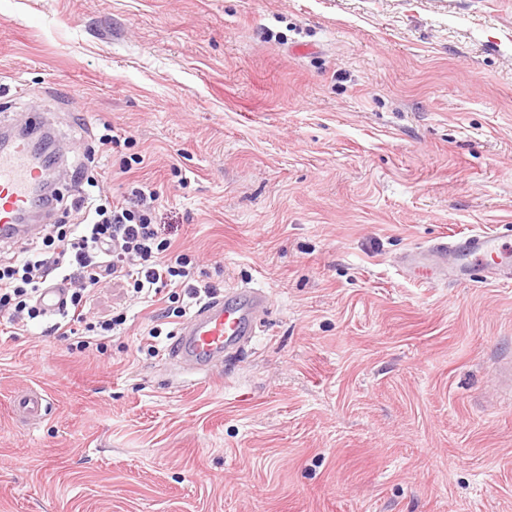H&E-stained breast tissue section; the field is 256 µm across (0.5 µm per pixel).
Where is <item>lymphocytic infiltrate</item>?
I'll return each mask as SVG.
<instances>
[{"label": "lymphocytic infiltrate", "mask_w": 512, "mask_h": 512, "mask_svg": "<svg viewBox=\"0 0 512 512\" xmlns=\"http://www.w3.org/2000/svg\"><path fill=\"white\" fill-rule=\"evenodd\" d=\"M73 178L80 191L70 207L81 214V222L46 225L40 244H26L0 260V311L15 317L24 313L32 320L42 317L37 303L41 288L62 277L70 289L53 329L83 325L87 336L77 346L86 349L93 337L108 335L125 322L120 313L95 324L88 322L84 309L90 292L100 283L125 280L134 293L144 296L171 285L185 287L195 300L214 295L212 284L192 283L191 259L171 255L170 241L154 224L149 204L157 199L156 189L142 184L132 189L130 198L115 203L92 195L98 180L84 169H75Z\"/></svg>", "instance_id": "obj_1"}]
</instances>
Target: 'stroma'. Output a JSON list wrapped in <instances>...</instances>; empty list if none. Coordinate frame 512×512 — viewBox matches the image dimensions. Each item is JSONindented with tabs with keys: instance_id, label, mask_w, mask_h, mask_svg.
<instances>
[{
	"instance_id": "obj_1",
	"label": "stroma",
	"mask_w": 512,
	"mask_h": 512,
	"mask_svg": "<svg viewBox=\"0 0 512 512\" xmlns=\"http://www.w3.org/2000/svg\"><path fill=\"white\" fill-rule=\"evenodd\" d=\"M0 88L61 195L152 184L196 280L270 297L205 376L170 362L181 288H99L98 349L0 317V512H512V281L403 267L512 248V0H0ZM500 237L485 231L475 232L460 238H450L433 247L414 252L408 264L414 270L423 272L428 267H436L448 250L454 253L458 263L451 267V275L456 280H464L471 276L472 270L483 264L488 254H498L489 277L494 280L512 279L511 250L498 245ZM49 405L50 403L44 394L30 389L17 396L14 409L25 419L38 422L47 414Z\"/></svg>"
}]
</instances>
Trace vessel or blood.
I'll use <instances>...</instances> for the list:
<instances>
[{"mask_svg": "<svg viewBox=\"0 0 512 512\" xmlns=\"http://www.w3.org/2000/svg\"><path fill=\"white\" fill-rule=\"evenodd\" d=\"M44 159L22 140L0 145V245L9 246L28 234L27 218L45 212L40 183ZM458 263L451 274L456 279L470 277L484 258L497 254L489 273L495 280L512 279V250L500 247L498 235L485 231L451 238L433 247L412 253L409 266L418 272L437 266L447 253ZM67 292L62 282L43 289L39 303L47 314H55ZM267 307L265 294L256 288H241L225 295H214L199 305L176 333L171 359L180 366L207 372L223 359L225 352L247 343L256 332L258 313ZM14 409L25 419L37 422L48 412L44 394L30 389L17 396Z\"/></svg>", "mask_w": 512, "mask_h": 512, "instance_id": "obj_1", "label": "vessel or blood"}]
</instances>
